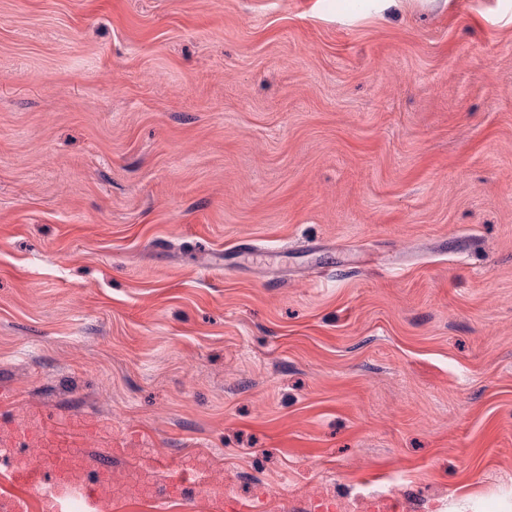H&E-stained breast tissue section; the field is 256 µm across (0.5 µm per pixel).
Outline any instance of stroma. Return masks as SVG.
Masks as SVG:
<instances>
[{
    "label": "stroma",
    "mask_w": 512,
    "mask_h": 512,
    "mask_svg": "<svg viewBox=\"0 0 512 512\" xmlns=\"http://www.w3.org/2000/svg\"><path fill=\"white\" fill-rule=\"evenodd\" d=\"M1 387L121 507L512 512V0H0ZM165 490L153 498L149 504L151 512H186L194 511L193 502L180 492L186 484L193 483L202 485L210 490V484L203 481L202 477L191 473L188 470L169 463L161 474Z\"/></svg>",
    "instance_id": "35a3bbf8"
}]
</instances>
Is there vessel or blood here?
<instances>
[{
  "mask_svg": "<svg viewBox=\"0 0 512 512\" xmlns=\"http://www.w3.org/2000/svg\"><path fill=\"white\" fill-rule=\"evenodd\" d=\"M79 430L59 422L41 425L38 435L15 427L0 429V512H30L32 496H39L48 512H111L114 491L111 481L91 477V466L74 450ZM33 440L52 448L53 454L25 466L10 465L19 443ZM164 491L149 504L150 512H192L193 502L183 495L186 484H202V477L176 465H166L161 474Z\"/></svg>",
  "mask_w": 512,
  "mask_h": 512,
  "instance_id": "1",
  "label": "vessel or blood"
}]
</instances>
